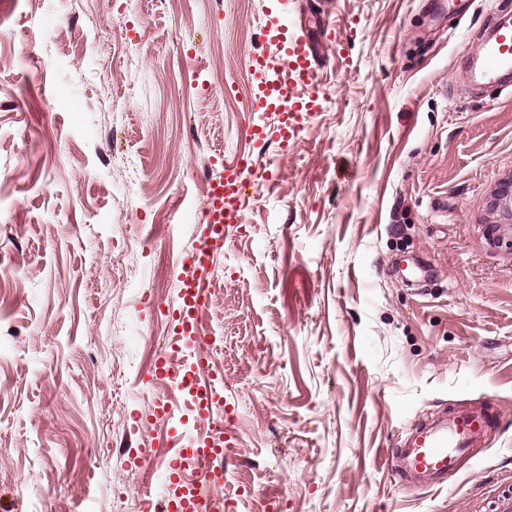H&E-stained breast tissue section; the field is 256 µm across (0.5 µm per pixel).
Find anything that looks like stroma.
<instances>
[{"label":"stroma","mask_w":512,"mask_h":512,"mask_svg":"<svg viewBox=\"0 0 512 512\" xmlns=\"http://www.w3.org/2000/svg\"><path fill=\"white\" fill-rule=\"evenodd\" d=\"M512 0H0V512H146L149 419L209 175L249 154L215 253L224 512H488L512 490V92L473 58ZM278 19L318 45V111L280 147L246 57ZM266 126L249 140L244 129ZM491 403L448 485L388 473L402 427ZM492 209L499 212L503 222L487 224L486 235L494 247L508 246L512 250V182L502 184L494 190Z\"/></svg>","instance_id":"1"}]
</instances>
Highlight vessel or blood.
<instances>
[{"label": "vessel or blood", "mask_w": 512, "mask_h": 512, "mask_svg": "<svg viewBox=\"0 0 512 512\" xmlns=\"http://www.w3.org/2000/svg\"><path fill=\"white\" fill-rule=\"evenodd\" d=\"M316 55V48L308 39L285 33L278 39L273 54L248 58L254 71L278 72L275 80L264 83L251 106L256 111L277 112L282 142L295 138L306 115L317 108L315 98L291 94L295 87L318 85ZM481 55L483 61L476 72L478 81L486 86L505 85L506 75L512 74V25H499L493 38L484 43ZM251 168V161L240 158L224 164L221 172L209 181L204 230L193 250L177 260L181 267L178 336L159 353L149 372L150 377L166 380L173 389L187 391L197 417L205 420L213 413L218 378L207 355L210 338L202 329L210 302L212 259L215 251L224 245L225 229L242 221L247 174ZM188 340L194 343V360L190 367L174 369V359L182 353ZM499 422L498 414L491 407L480 405L452 409L448 414L410 424L395 446L385 449L386 466L393 476L410 481L419 490L446 484L459 472L465 459L474 457ZM197 457L222 460L223 440L194 436L182 443L168 470L170 479L180 483L182 492L179 499L168 500L166 512H208L205 482L189 484L181 479L186 460Z\"/></svg>", "instance_id": "obj_1"}]
</instances>
